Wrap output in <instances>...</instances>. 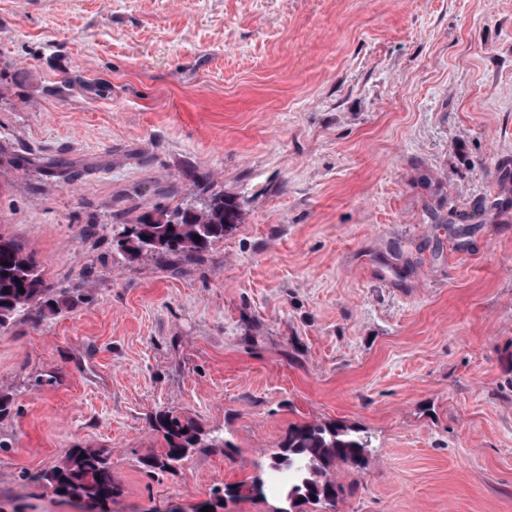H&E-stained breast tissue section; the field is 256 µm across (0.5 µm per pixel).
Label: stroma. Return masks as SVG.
<instances>
[{"label": "stroma", "instance_id": "stroma-1", "mask_svg": "<svg viewBox=\"0 0 512 512\" xmlns=\"http://www.w3.org/2000/svg\"><path fill=\"white\" fill-rule=\"evenodd\" d=\"M506 164L512 0H0V231L50 289L0 328V512H83L39 479L75 448L107 512H191L304 422L372 438L318 512H512ZM213 194L202 257L113 248ZM160 411L229 449L148 473Z\"/></svg>", "mask_w": 512, "mask_h": 512}]
</instances>
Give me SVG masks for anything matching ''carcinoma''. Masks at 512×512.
<instances>
[{
    "instance_id": "cac0c4a2",
    "label": "carcinoma",
    "mask_w": 512,
    "mask_h": 512,
    "mask_svg": "<svg viewBox=\"0 0 512 512\" xmlns=\"http://www.w3.org/2000/svg\"><path fill=\"white\" fill-rule=\"evenodd\" d=\"M241 212L238 199L214 195L191 210L177 207L144 214L136 223L122 225L112 239L125 259L144 251L198 257L240 222ZM47 293L34 254L0 232V327L12 323L21 311ZM152 427L161 433L164 448L144 460L143 465L159 472L176 470L198 448L227 447L224 437L208 438L194 422H183L166 412L155 414ZM371 445L370 436L347 425L307 422L289 426L280 451L270 463L271 470L286 469L290 475L274 512H312L335 502L343 488L332 480L331 469L346 465L363 471ZM42 479L61 497L105 504L120 494L107 458L91 448L73 449Z\"/></svg>"
}]
</instances>
